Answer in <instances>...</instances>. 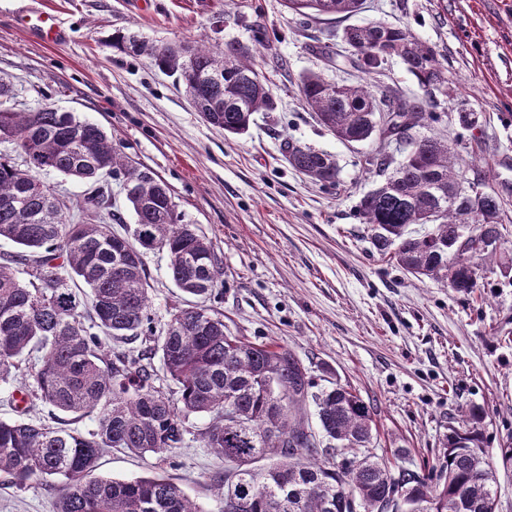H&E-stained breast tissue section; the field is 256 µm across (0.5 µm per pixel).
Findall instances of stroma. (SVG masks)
Returning <instances> with one entry per match:
<instances>
[{
	"label": "stroma",
	"instance_id": "obj_1",
	"mask_svg": "<svg viewBox=\"0 0 512 512\" xmlns=\"http://www.w3.org/2000/svg\"><path fill=\"white\" fill-rule=\"evenodd\" d=\"M56 15L63 40L39 39L25 18ZM382 19L430 45L448 70L445 92H428L391 59L370 76L376 91L432 99L442 123L428 135L448 141L466 179L484 180L504 199L512 242V0H364L352 16L299 24L281 0H0V76L6 105L51 106L98 124L134 166L170 188L185 221L209 239L224 267L214 303L233 335L292 351L315 380L351 386L374 412L378 451L400 466L434 460L449 425L472 406L485 410L486 456L496 474L498 512H512V277L491 274L470 295L418 280L374 250L357 205L380 179L367 155L401 160L396 142L345 143L317 121L294 89L300 75L324 72L338 84L360 81L327 66L324 44L342 47L345 27ZM262 25L278 67L264 68L277 102L258 112L247 135L225 136L206 123L173 77L145 59L112 49L116 30L157 43H252ZM463 112L475 124L464 129ZM334 156L336 188L324 189L285 161L284 141ZM156 327L185 296L165 253L146 258ZM153 456L109 449L99 476H147ZM224 462L187 440L163 466L202 512H220L213 479ZM59 485H0V512H55Z\"/></svg>",
	"mask_w": 512,
	"mask_h": 512
}]
</instances>
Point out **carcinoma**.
<instances>
[{"label":"carcinoma","instance_id":"obj_1","mask_svg":"<svg viewBox=\"0 0 512 512\" xmlns=\"http://www.w3.org/2000/svg\"><path fill=\"white\" fill-rule=\"evenodd\" d=\"M306 24L347 17L364 0H284ZM345 59L365 75L398 58L425 88L448 85L435 50L383 20L343 31ZM112 47L143 57L175 77L192 107L226 136L248 133L256 112L276 100L261 68L266 58L239 44L156 43L132 29L112 34ZM297 91L336 138L404 144L397 166L378 154L364 161L384 182L357 208L373 248L415 278L471 294L494 269L512 273L498 193L465 180L454 148L411 130L442 121L415 98H388L368 83L336 85L320 73L300 77ZM0 144L24 155V166L0 153V241L14 258L0 263V381L22 377L21 414L39 401L52 421L0 419V478L25 488L56 479V512H201L179 484L155 474L117 481L95 476L110 448L157 462L188 435L233 464L221 496L242 512H384L403 489L409 512H496L495 478L485 457L480 408L448 427L443 451L418 471L374 453L371 406L338 382L317 387L294 354L274 343L231 335L221 314L204 305L222 295L224 273L213 244L177 212L168 185L134 167L97 124L45 106L0 108ZM287 163L324 188L336 186L331 155L287 141ZM55 171L81 182L106 174L119 181L135 217L132 237L115 233L97 186L72 214L39 175ZM435 222L419 233L413 224ZM166 251L171 279L197 298L177 309L161 332L150 311L145 256ZM140 345H135V342ZM159 356L160 367L153 364ZM319 432H314L310 415ZM208 418L193 429L190 419ZM93 421L83 430L79 423Z\"/></svg>","mask_w":512,"mask_h":512}]
</instances>
